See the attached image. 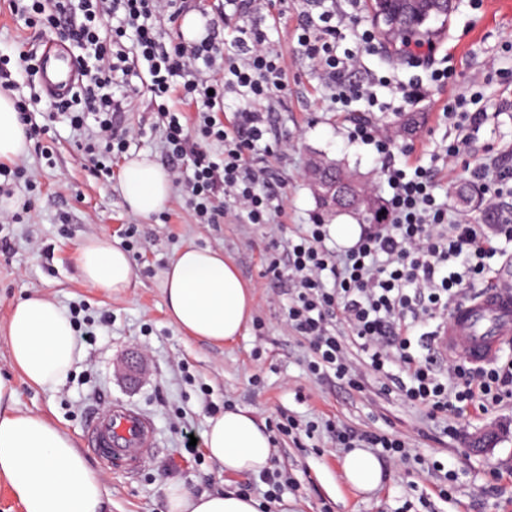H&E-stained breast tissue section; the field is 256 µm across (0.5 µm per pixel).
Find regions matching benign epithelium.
Listing matches in <instances>:
<instances>
[{
  "label": "benign epithelium",
  "instance_id": "7a95c632",
  "mask_svg": "<svg viewBox=\"0 0 512 512\" xmlns=\"http://www.w3.org/2000/svg\"><path fill=\"white\" fill-rule=\"evenodd\" d=\"M366 3L380 44L397 55L416 42H438L443 31L431 23L447 21L458 8V0H366ZM308 176L324 202L337 205L335 189L323 181L321 167H310Z\"/></svg>",
  "mask_w": 512,
  "mask_h": 512
}]
</instances>
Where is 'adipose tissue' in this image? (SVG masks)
Masks as SVG:
<instances>
[{
	"label": "adipose tissue",
	"instance_id": "obj_1",
	"mask_svg": "<svg viewBox=\"0 0 512 512\" xmlns=\"http://www.w3.org/2000/svg\"><path fill=\"white\" fill-rule=\"evenodd\" d=\"M29 143L12 100L0 94V164L24 156ZM120 188L128 210L148 217L163 211L173 195L167 170L147 155L126 158ZM82 280L114 295L135 283L128 253L110 237L86 239L77 249ZM167 314L186 334L224 344L240 336L250 318L253 288L231 259L212 248L187 246L164 271ZM11 365L34 386L52 389L67 376L78 352L69 313L48 296L29 295L11 309L0 330ZM11 379L0 377V480H5L22 512H108L103 476L78 450L74 439L38 413L16 409ZM203 448L227 475H260L271 466L272 438L255 415L237 406L208 418ZM350 485L362 492L382 479L380 462L355 448L340 460ZM169 512H259L251 495L238 491L193 493L171 488Z\"/></svg>",
	"mask_w": 512,
	"mask_h": 512
}]
</instances>
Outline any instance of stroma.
Wrapping results in <instances>:
<instances>
[{
	"instance_id": "35a3bbf8",
	"label": "stroma",
	"mask_w": 512,
	"mask_h": 512,
	"mask_svg": "<svg viewBox=\"0 0 512 512\" xmlns=\"http://www.w3.org/2000/svg\"><path fill=\"white\" fill-rule=\"evenodd\" d=\"M270 42L282 55L288 97L271 117L288 138L284 152L262 154L287 199L288 214L258 226L239 220L200 224L175 192L168 222L157 216L134 218L125 205L117 177L122 159L112 162L113 177L92 175L75 146L65 121H56L42 144L53 151L41 158L40 146L24 157L35 175L34 188L18 187L19 199L31 207L23 221L0 230V328L11 307L33 293L48 295L70 312L79 334L80 354L55 389L29 385L10 366L8 347L0 338V373L14 382L16 408L46 415L82 441L86 417L121 403L135 407L152 421L157 446L140 472L126 477L103 476L110 492L109 512H168L166 490L178 484L194 491L265 489L259 477L230 476L203 449L187 452L184 431L202 435L207 417L237 405L252 410L267 426L280 414L292 413L317 422L305 447L281 437L274 443L272 469L288 473L290 512H512V401L472 418L457 419L455 436L442 434L419 408L382 390L364 374L362 390L315 381L307 372L306 340L284 326L288 271H269L271 256H284L289 238L302 225L319 220L328 225H361L350 215L324 212L306 177L312 158L323 156L363 183L376 196L388 195L381 165L372 146L352 141L355 123L379 129L397 128L408 113L422 117L416 131L399 141L405 160L437 169L434 193L447 202L454 218L468 224L485 221L487 208L468 170L493 160L512 165V112L501 110L512 99V0H460L433 54L416 63L390 58L379 41L361 54L362 74L383 77L377 103L355 99L332 104L320 72L303 56L289 24L268 28ZM54 35L27 27L0 0V55L12 80L25 83L14 59L19 51L40 49ZM443 70L444 83L430 97L408 105L393 95L394 85ZM466 96L469 110L483 109L486 122L473 133L461 161L443 162L450 130L444 107ZM466 196H459V188ZM138 222L147 245L130 251L137 280L122 296L85 284L74 255L87 238L106 235L122 242L123 230ZM222 249L241 276L254 287L253 322L236 340L216 345L183 334L167 317L163 271L170 256L185 246ZM357 431L380 430L407 440L422 456L456 469L458 483L451 499H442V475H428L419 465L382 462L383 480L369 493L354 489L340 467L342 449L333 447L326 421ZM498 426L488 453L471 451L472 434Z\"/></svg>"
}]
</instances>
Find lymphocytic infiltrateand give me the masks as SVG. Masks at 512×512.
Masks as SVG:
<instances>
[{
    "mask_svg": "<svg viewBox=\"0 0 512 512\" xmlns=\"http://www.w3.org/2000/svg\"><path fill=\"white\" fill-rule=\"evenodd\" d=\"M257 0H225V9L206 18L204 33L185 39L181 26L190 0H10L12 14L27 26L42 27L78 48L81 83L72 96L42 102L19 97L15 107L28 138L46 133L34 122L66 117L77 132L78 149L100 177L112 161L141 139L126 114L134 98L150 95L165 129L162 155L197 223L221 224L243 218L268 224L284 210L275 175L259 165V146L274 141L270 119L288 95L281 57L267 41ZM233 27L232 43L219 36ZM295 31L303 55L321 71L332 100L362 96L370 80L358 77L359 55L336 53V12H301ZM241 107L234 124L224 122V99ZM353 140L373 145L391 193L379 223L362 230L343 251L326 247L327 225L310 224L289 239L286 249L289 296L285 325L303 336L311 355L307 371L316 380L356 386L359 360L389 381L399 396L425 411L432 422L512 401V357L471 367L449 362L438 367L429 354L430 322L448 316L449 305L466 297V279L483 278L488 258L504 255L512 223L462 224L448 219L432 185L433 171L396 163V132L366 124ZM340 448H375L393 462L409 460L407 442L378 431L355 432L327 425Z\"/></svg>",
    "mask_w": 512,
    "mask_h": 512,
    "instance_id": "obj_1",
    "label": "lymphocytic infiltrate"
}]
</instances>
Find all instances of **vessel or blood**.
<instances>
[{"instance_id": "1", "label": "vessel or blood", "mask_w": 512, "mask_h": 512, "mask_svg": "<svg viewBox=\"0 0 512 512\" xmlns=\"http://www.w3.org/2000/svg\"><path fill=\"white\" fill-rule=\"evenodd\" d=\"M39 73L46 92L64 94L78 64L62 43H45ZM512 339V276L501 273L493 285L456 304L431 338L434 356L480 366L496 359ZM85 446L105 467L125 475L138 473L155 446L153 423L132 407L116 404L92 413L85 423Z\"/></svg>"}]
</instances>
